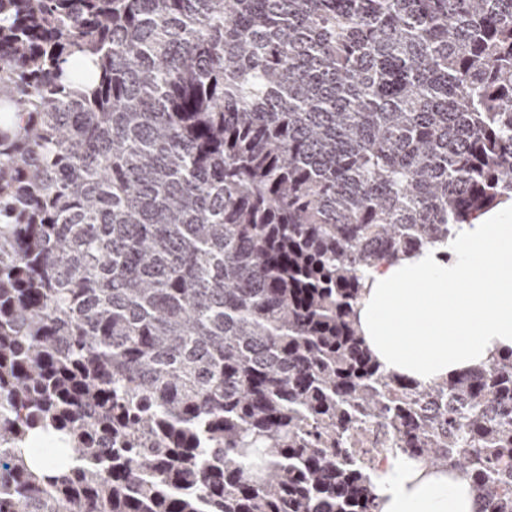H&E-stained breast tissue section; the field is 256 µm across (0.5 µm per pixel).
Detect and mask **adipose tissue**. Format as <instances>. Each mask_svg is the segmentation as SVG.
Listing matches in <instances>:
<instances>
[{
    "instance_id": "adipose-tissue-1",
    "label": "adipose tissue",
    "mask_w": 512,
    "mask_h": 512,
    "mask_svg": "<svg viewBox=\"0 0 512 512\" xmlns=\"http://www.w3.org/2000/svg\"><path fill=\"white\" fill-rule=\"evenodd\" d=\"M364 278L358 326L386 372L426 384L485 367L512 348V205ZM372 482L380 512H475L470 481L450 469L398 456Z\"/></svg>"
}]
</instances>
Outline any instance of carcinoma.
<instances>
[{"instance_id": "1", "label": "carcinoma", "mask_w": 512, "mask_h": 512, "mask_svg": "<svg viewBox=\"0 0 512 512\" xmlns=\"http://www.w3.org/2000/svg\"><path fill=\"white\" fill-rule=\"evenodd\" d=\"M509 200L512 0H0V512H379L367 424L512 512V348L355 314Z\"/></svg>"}]
</instances>
